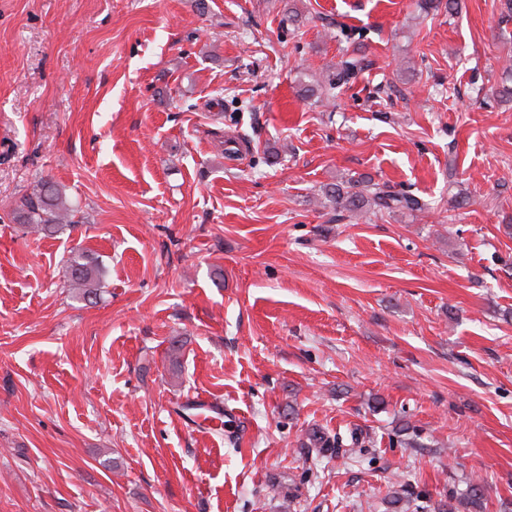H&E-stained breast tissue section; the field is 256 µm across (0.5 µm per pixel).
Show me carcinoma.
Returning a JSON list of instances; mask_svg holds the SVG:
<instances>
[{
    "mask_svg": "<svg viewBox=\"0 0 512 512\" xmlns=\"http://www.w3.org/2000/svg\"><path fill=\"white\" fill-rule=\"evenodd\" d=\"M361 68V58L347 57L338 64L336 71L316 80L317 91L326 101L335 99L355 79ZM360 183L361 180L351 177L324 188V195L336 206V220L350 221L368 212L374 214H390L397 211L421 212L426 208V204L408 189H394L385 183L370 182L368 189L362 192L356 190ZM76 213L77 210L67 202L60 187L41 182L24 199L22 206L16 212V217L21 223L30 225L33 232L50 236L74 224ZM66 275L69 285L83 300L97 298L104 287L103 272L97 258L84 250L73 252L67 261ZM181 410L191 411L193 416H202L206 421L221 419V413L218 410L203 405L195 406L186 403L181 406ZM313 441L324 450L346 446L362 448L365 444V440L359 438L354 432L347 439L339 433L332 437L326 434L321 436L315 434ZM483 500L484 493L480 482L471 481L466 492L456 499V503L448 504V512H479ZM412 502L413 498L404 490L395 489L386 498L387 512H409Z\"/></svg>",
    "mask_w": 512,
    "mask_h": 512,
    "instance_id": "cac0c4a2",
    "label": "carcinoma"
}]
</instances>
